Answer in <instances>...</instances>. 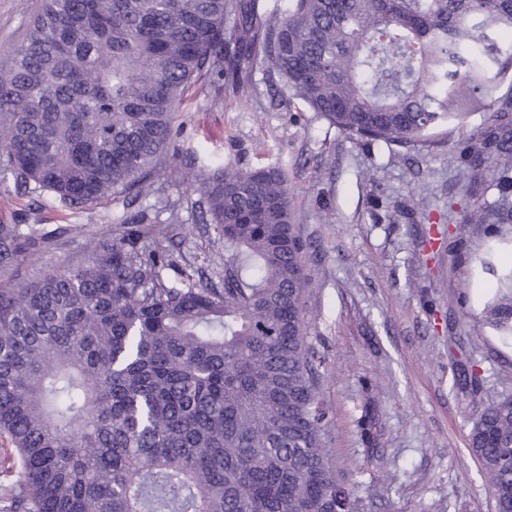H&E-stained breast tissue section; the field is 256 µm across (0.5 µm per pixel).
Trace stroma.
Returning <instances> with one entry per match:
<instances>
[{
    "label": "stroma",
    "instance_id": "obj_1",
    "mask_svg": "<svg viewBox=\"0 0 512 512\" xmlns=\"http://www.w3.org/2000/svg\"><path fill=\"white\" fill-rule=\"evenodd\" d=\"M40 3L0 0V66L9 65ZM285 96L259 66L242 96L222 79L196 84L151 194L128 210L110 198L90 211L67 208L0 183L1 224L88 228L22 256L15 279L86 262L124 213L177 253L179 265L220 282L224 245L190 208L182 176L214 156L238 168H275L309 244L307 333L325 360L333 462L353 484L358 512H494L468 435L484 407L512 397V346L485 317L494 269L512 266V224L459 229L470 209L496 199L505 164L495 156L471 172L460 156L482 110L470 108L464 126L438 129L430 143L391 149L359 144L300 102L283 105ZM477 331L484 341L475 348L468 338ZM456 363L480 375L478 392L456 387ZM362 420L372 421V439L362 438Z\"/></svg>",
    "mask_w": 512,
    "mask_h": 512
}]
</instances>
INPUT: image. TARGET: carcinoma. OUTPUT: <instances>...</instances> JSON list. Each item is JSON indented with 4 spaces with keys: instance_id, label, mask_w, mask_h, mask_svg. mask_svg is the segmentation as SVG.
<instances>
[{
    "instance_id": "obj_1",
    "label": "carcinoma",
    "mask_w": 512,
    "mask_h": 512,
    "mask_svg": "<svg viewBox=\"0 0 512 512\" xmlns=\"http://www.w3.org/2000/svg\"><path fill=\"white\" fill-rule=\"evenodd\" d=\"M512 0H43L0 69V180L68 207L152 188L191 87L255 61L350 139L411 148L467 96L485 109L463 141L473 167L512 154ZM193 205L224 241L220 286L164 277L171 253L126 227L88 262L0 290V436L18 456L0 512H352L336 477L323 360L304 322L307 244L287 180L211 161ZM470 224L512 223V170ZM0 224V274L43 247ZM487 305L512 345V268ZM496 512H512V398L469 433Z\"/></svg>"
}]
</instances>
